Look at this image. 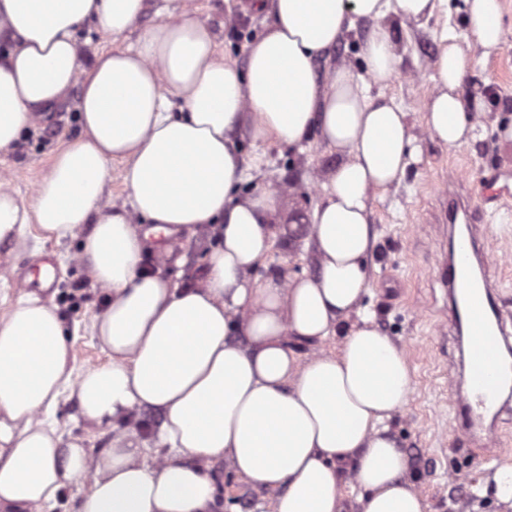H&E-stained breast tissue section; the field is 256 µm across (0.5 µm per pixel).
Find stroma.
Returning <instances> with one entry per match:
<instances>
[{
    "label": "stroma",
    "mask_w": 512,
    "mask_h": 512,
    "mask_svg": "<svg viewBox=\"0 0 512 512\" xmlns=\"http://www.w3.org/2000/svg\"><path fill=\"white\" fill-rule=\"evenodd\" d=\"M249 2L179 0L181 6L208 21L219 50L240 67L246 63L247 43L260 35L267 23L266 16L250 8ZM465 20V0H448L447 12L437 13L427 27L410 25L397 32L402 63L384 94L407 112L414 133L423 137V152L420 163L411 167L403 181L374 203L377 242L368 261L371 282L363 306L374 313L375 326L404 350L411 366V394L391 422V432L408 457V481L423 495L431 512H512L493 492L483 489L497 466L512 463V410L505 411L498 423L499 446L484 450L489 463H478L465 437L455 431L450 392L463 380L462 339L450 324L440 282L449 241L440 223L446 202L440 187L448 174L454 173L466 180L480 235L498 259L488 269L497 301L505 313L512 314V202L488 204L483 197V187L491 177L498 186L512 191V141L499 135L501 127L512 125V41L503 50L476 56L465 80L464 95L480 110L474 137L462 146L448 148L424 135V104L435 89L432 62L439 39L448 33L458 36L462 45L473 44ZM373 27V22L365 21L345 33L318 61V72L334 63L360 70L359 47ZM79 96V89H72L29 129L15 149L0 153V174L20 197L30 198L57 149L80 134L76 118ZM235 141L248 168L244 193L275 182L287 186L273 225L271 250L265 263L253 271V279L261 282L271 276L313 274L317 256L300 243L304 226L299 219L313 210L318 183L335 167L336 154L326 152L313 133L296 145L253 141L245 123L237 127ZM25 240V247L13 252L0 247V317L18 298V281L34 288L40 257L52 254L57 259L58 279L51 296L70 333L74 366L80 370L105 363L107 355L91 334V322L104 310L108 292L92 284L77 263L80 236L47 241L38 226L31 224ZM211 246L205 231H185L178 237L173 256L149 248L142 265L178 277L181 284L196 285L206 277V254ZM178 257L183 260L179 268L174 265ZM55 425L64 439L80 443L90 454L112 445V429L88 421L75 396H64ZM210 476L230 512H271V494L252 489L227 466H213Z\"/></svg>",
    "instance_id": "1"
}]
</instances>
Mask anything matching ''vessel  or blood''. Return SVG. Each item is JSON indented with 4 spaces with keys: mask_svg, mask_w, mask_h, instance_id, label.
Segmentation results:
<instances>
[{
    "mask_svg": "<svg viewBox=\"0 0 512 512\" xmlns=\"http://www.w3.org/2000/svg\"><path fill=\"white\" fill-rule=\"evenodd\" d=\"M478 241V230L470 222L454 236L442 285L448 290L452 318L468 336L464 387L456 394L455 406L473 447L481 448L496 431L492 418L506 405L503 388L512 379V365L504 362L503 354L512 350V333L495 300L494 285L483 272L488 255Z\"/></svg>",
    "mask_w": 512,
    "mask_h": 512,
    "instance_id": "b4317fda",
    "label": "vessel or blood"
}]
</instances>
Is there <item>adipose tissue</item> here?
<instances>
[{"label":"adipose tissue","instance_id":"obj_1","mask_svg":"<svg viewBox=\"0 0 512 512\" xmlns=\"http://www.w3.org/2000/svg\"><path fill=\"white\" fill-rule=\"evenodd\" d=\"M443 3L260 0L269 22L240 68L216 54L205 20L168 4L125 45L146 0H0V152L76 86L82 127L30 202L0 186V243L24 244L33 223L48 240L81 234L78 262L112 296L92 323L108 360L79 372L51 301L23 291L0 320V512H42L69 482L87 487L79 512H218L209 470L224 462L274 493V512H426L388 426L411 393L406 356L370 317L350 318L369 289L373 203L419 151L406 112L369 89L399 70L393 21L425 26ZM466 3L477 45L504 48L501 0ZM364 20L375 28L360 46L362 72L342 64L318 75L316 61ZM86 22L116 42L88 62L74 38ZM473 63L440 40L425 131L450 147L477 124L462 93ZM243 122L262 143L317 130L342 156L308 217L313 276L251 278L282 195L241 196L233 133ZM116 161L119 207L104 202ZM184 229L217 240L194 287L141 265L146 248ZM337 335L338 352L320 351ZM67 393L99 426L161 412L164 454L125 432L97 456L65 441L44 418ZM349 478L361 490L352 503Z\"/></svg>","mask_w":512,"mask_h":512}]
</instances>
